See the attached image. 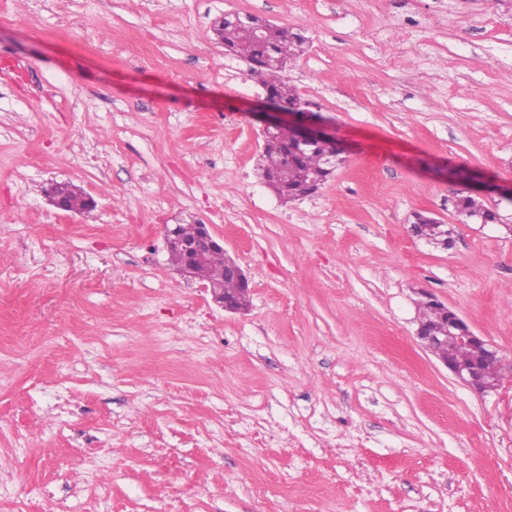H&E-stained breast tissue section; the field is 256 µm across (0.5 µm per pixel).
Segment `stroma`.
I'll return each mask as SVG.
<instances>
[{"mask_svg": "<svg viewBox=\"0 0 512 512\" xmlns=\"http://www.w3.org/2000/svg\"><path fill=\"white\" fill-rule=\"evenodd\" d=\"M406 9L383 44L391 0H7L0 512H512V209L462 223L433 172L512 180V13ZM227 13L307 38L283 77L347 148L311 197L257 174L265 90ZM423 211L450 248L412 234ZM194 221L243 310L170 264L166 225ZM424 290L498 349L496 390L420 343ZM53 192L57 197L53 195L52 203L56 208L62 211L70 213H81L89 209V202L86 200L83 194L70 183H57L53 187ZM58 197L64 200L68 206Z\"/></svg>", "mask_w": 512, "mask_h": 512, "instance_id": "obj_1", "label": "stroma"}]
</instances>
